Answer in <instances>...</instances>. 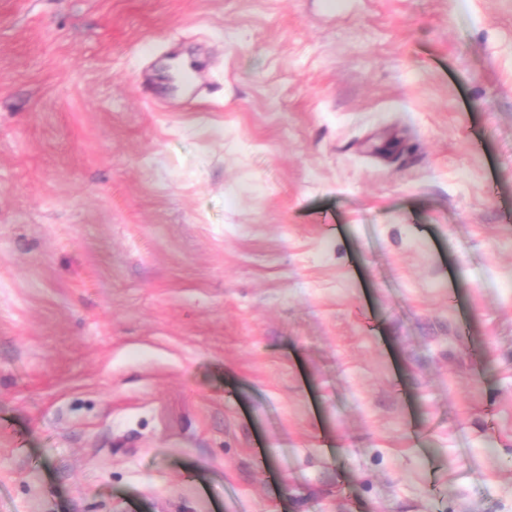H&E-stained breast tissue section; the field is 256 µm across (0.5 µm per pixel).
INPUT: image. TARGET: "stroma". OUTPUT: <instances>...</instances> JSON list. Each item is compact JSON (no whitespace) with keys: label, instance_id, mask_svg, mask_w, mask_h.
I'll return each instance as SVG.
<instances>
[{"label":"stroma","instance_id":"1","mask_svg":"<svg viewBox=\"0 0 512 512\" xmlns=\"http://www.w3.org/2000/svg\"><path fill=\"white\" fill-rule=\"evenodd\" d=\"M0 512H512V0H0Z\"/></svg>","mask_w":512,"mask_h":512}]
</instances>
